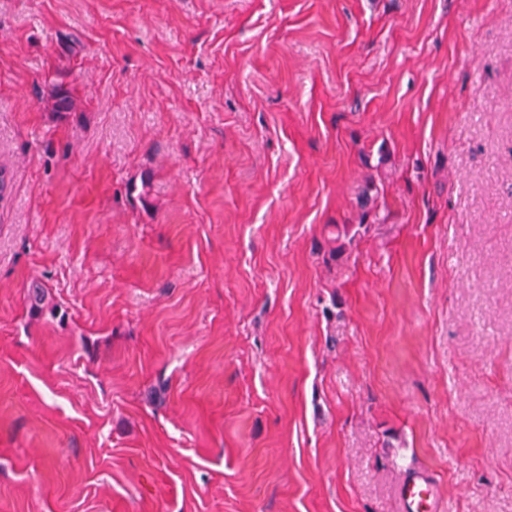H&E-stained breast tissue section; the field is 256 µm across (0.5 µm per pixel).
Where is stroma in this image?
I'll return each instance as SVG.
<instances>
[{
	"label": "stroma",
	"mask_w": 512,
	"mask_h": 512,
	"mask_svg": "<svg viewBox=\"0 0 512 512\" xmlns=\"http://www.w3.org/2000/svg\"><path fill=\"white\" fill-rule=\"evenodd\" d=\"M0 169V512H512V0H0ZM401 512H444L439 489L424 471L410 473L398 488Z\"/></svg>",
	"instance_id": "35a3bbf8"
}]
</instances>
